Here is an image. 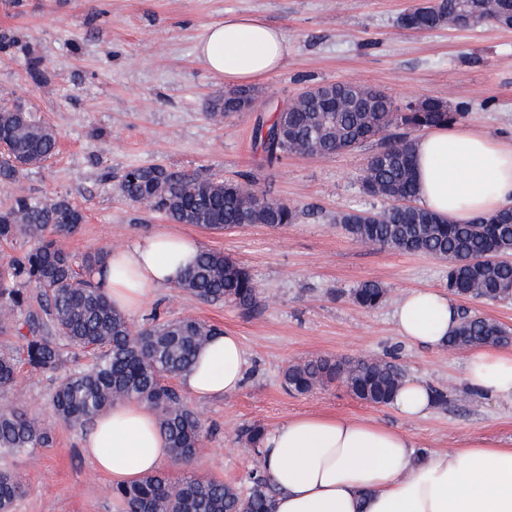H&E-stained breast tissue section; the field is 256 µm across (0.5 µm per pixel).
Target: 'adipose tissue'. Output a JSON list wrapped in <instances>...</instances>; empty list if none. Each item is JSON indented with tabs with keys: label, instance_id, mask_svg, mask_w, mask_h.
<instances>
[{
	"label": "adipose tissue",
	"instance_id": "obj_1",
	"mask_svg": "<svg viewBox=\"0 0 512 512\" xmlns=\"http://www.w3.org/2000/svg\"><path fill=\"white\" fill-rule=\"evenodd\" d=\"M291 51L286 32L256 15L225 14L209 26L195 54L225 83L243 85L279 70ZM418 199L452 224L512 206V137L497 138L469 125L437 126L417 137ZM202 247L162 226L112 249L94 270L95 283L126 313L149 294L177 284ZM451 294L407 292L395 310L398 332L429 348L444 346L457 325ZM465 380L472 390L512 402V351H468ZM238 336L213 337L179 383L200 400L235 392L244 379ZM393 405L409 419L427 416L430 386L407 381ZM93 466L116 487L156 472L170 453L156 418L135 401L114 405L85 433ZM261 463L276 490L273 512H512V448L474 438L466 447L419 451L404 432L379 423L322 413L289 418L267 432Z\"/></svg>",
	"mask_w": 512,
	"mask_h": 512
}]
</instances>
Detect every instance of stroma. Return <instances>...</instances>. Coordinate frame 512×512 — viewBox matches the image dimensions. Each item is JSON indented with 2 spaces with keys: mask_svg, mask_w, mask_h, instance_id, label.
<instances>
[{
  "mask_svg": "<svg viewBox=\"0 0 512 512\" xmlns=\"http://www.w3.org/2000/svg\"><path fill=\"white\" fill-rule=\"evenodd\" d=\"M413 0H0V33L17 44L0 52V93L21 99L59 135V149L43 168L20 173L0 187V210L14 196L67 197L82 209L79 231L62 244L75 257L124 246L164 224V215L130 203L116 190L136 166H162L221 179L257 177V189L298 207L296 223L255 224L222 232L193 224L179 232L203 249L243 263L261 295L246 312L203 303L176 288L159 289L131 319L191 316L239 336L246 354L241 388L224 397L193 400L205 438L190 466L168 462L184 475L244 486L255 462L240 442L245 428L273 429L289 417L321 412L372 420L400 430L423 449L465 447L485 438L512 448V403L480 395L464 380L465 353L430 349L402 339L394 323L401 296L446 287V260L366 247L336 222L337 213L379 210L361 174L379 142L330 157L285 154L266 167L254 141L258 119H272L302 88L356 82L382 90L397 108L436 98L464 109L463 124L512 136V29L487 24L404 30L398 19ZM254 14L282 28L292 50L284 67L254 83L251 111L217 123L207 115L222 98L224 81L195 53L208 27L225 13ZM43 81H34L29 58ZM366 280L387 290L366 310L349 293ZM319 356L379 358L406 378L444 390L446 406L407 419L393 406L356 398L341 383L307 394L288 391L284 369ZM54 379L21 367L1 400L29 416L50 419ZM83 429L58 427L52 447L33 455L0 453V470L15 473L23 492L11 512H125L110 477L81 447Z\"/></svg>",
  "mask_w": 512,
  "mask_h": 512,
  "instance_id": "35a3bbf8",
  "label": "stroma"
}]
</instances>
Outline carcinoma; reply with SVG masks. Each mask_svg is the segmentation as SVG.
<instances>
[{
	"instance_id": "obj_1",
	"label": "carcinoma",
	"mask_w": 512,
	"mask_h": 512,
	"mask_svg": "<svg viewBox=\"0 0 512 512\" xmlns=\"http://www.w3.org/2000/svg\"><path fill=\"white\" fill-rule=\"evenodd\" d=\"M464 12L471 24L490 22L512 27V11H499L490 0H420L399 18L403 28L419 31L441 28L448 17ZM351 96L360 102L356 112H328L332 97ZM254 99L253 90L239 88L211 102L209 117L221 122L236 113L243 99ZM463 113L453 112L440 100L425 99L406 112L394 109L382 92L351 82L320 84L312 90V105L303 112L277 114L258 120L255 144L271 165L291 150L319 157L355 149L372 140L384 141L369 159L362 187L369 196L388 200L380 211H349L336 215V223L354 239L406 254L448 260V291L459 298L487 303L512 299V262L479 261L484 254L512 255V207L468 224H451L417 203L412 165L413 133L440 124H451ZM406 132L388 134L391 128ZM0 182L23 171L40 168L57 149L55 130L16 104L0 98ZM118 192L128 201L159 211L178 224H195L227 230L251 224L272 227L294 223L295 207L256 191L243 196L238 183L187 174L156 166L134 167L118 181ZM84 221L81 209L65 197L47 199L21 195L0 211V239L19 238L33 247L0 266V331L11 327L17 308L26 297L22 286L39 289L45 317L29 315L28 333L21 335L26 363L35 371L55 374L63 363L58 340L79 349L94 350L86 367L57 379L52 400V420L28 416L17 407L0 409V450L25 455L34 448L52 445L56 427H86L113 404L137 401L155 415L171 460L187 466L196 458L204 438L201 418L170 380L190 370L197 352L218 329L194 317L153 319L138 326L115 309L91 280L80 277L75 261L61 244ZM176 289L204 302H226L253 311L260 304L259 288L248 268L221 252L204 250ZM350 297L364 309H374L386 299L384 286L361 282ZM512 341V331L499 323L460 310V323L448 337V347L499 346ZM402 371L382 359L336 360L309 358L289 364L283 371L287 389L307 394L336 381L360 400L386 406L403 382ZM17 365L12 355H0V392L16 385ZM265 428L254 424L240 440L255 454ZM245 491L217 480H172L157 471L136 484L119 487L114 494L127 512H271L275 489L261 462L248 473ZM22 493L20 481L0 472V512H8Z\"/></svg>"
}]
</instances>
